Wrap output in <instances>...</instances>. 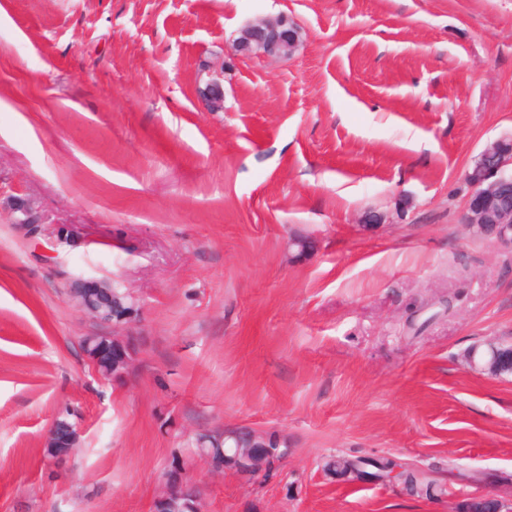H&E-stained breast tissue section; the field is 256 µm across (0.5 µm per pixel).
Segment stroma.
I'll return each mask as SVG.
<instances>
[{"label":"stroma","mask_w":512,"mask_h":512,"mask_svg":"<svg viewBox=\"0 0 512 512\" xmlns=\"http://www.w3.org/2000/svg\"><path fill=\"white\" fill-rule=\"evenodd\" d=\"M280 16L290 58L232 54ZM509 135L512 0H0V512H152L176 457L205 512H512V376L463 358L512 344V251L462 223ZM80 275L136 302L121 381L82 350L105 327ZM62 415L79 444L51 465ZM238 426L287 456L213 473L196 433ZM205 75V76H204ZM199 98L205 101L208 110L220 112L224 109V73L203 70L197 86Z\"/></svg>","instance_id":"35a3bbf8"}]
</instances>
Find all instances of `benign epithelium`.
<instances>
[{
    "label": "benign epithelium",
    "mask_w": 512,
    "mask_h": 512,
    "mask_svg": "<svg viewBox=\"0 0 512 512\" xmlns=\"http://www.w3.org/2000/svg\"><path fill=\"white\" fill-rule=\"evenodd\" d=\"M300 42V28L286 17L258 19L243 26L232 39L235 54L244 57L288 58L296 51ZM199 98L205 101L208 110H224V72L203 70L197 86ZM512 139L503 137L480 153V162L465 173V181L471 195L462 218L472 234L490 239L512 249ZM77 306L91 319L115 328L132 324L133 308L115 307L116 296L112 280L104 277H77L72 282ZM82 348L93 366L104 377L112 374L101 368L110 363L123 368L127 375L134 365L135 353L128 341L110 334H94L82 338ZM78 432L73 425L60 426L53 423L46 439L47 448H66L73 452L77 447ZM280 451L270 447L268 435L257 434L247 442L239 441L232 454L213 448H199V457L216 472L232 467L239 474L253 477L257 470L266 466V460ZM180 463L171 465L164 477L162 487L153 500V512H164L168 506L186 499L193 489Z\"/></svg>",
    "instance_id": "1"
}]
</instances>
